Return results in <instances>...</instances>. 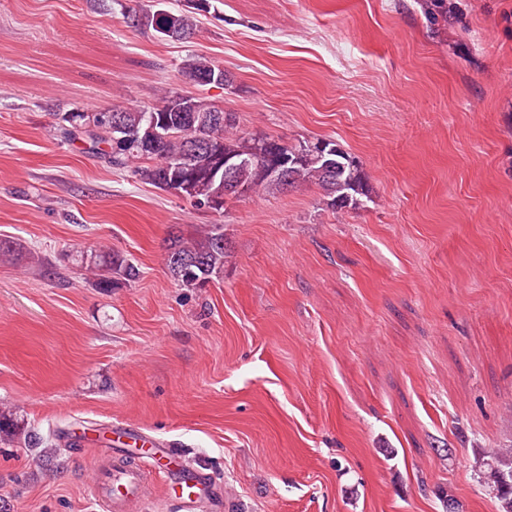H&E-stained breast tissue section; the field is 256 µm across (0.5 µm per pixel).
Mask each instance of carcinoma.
<instances>
[{"mask_svg": "<svg viewBox=\"0 0 512 512\" xmlns=\"http://www.w3.org/2000/svg\"><path fill=\"white\" fill-rule=\"evenodd\" d=\"M190 35L196 24L193 12L186 11L171 18L162 16L157 25L166 23ZM223 67L213 60L194 55L185 59L180 67L181 76L190 84L202 76L216 75ZM182 100L189 107L187 112H162L175 100ZM218 104L202 97L173 95L169 92L152 107L123 109L121 119L124 130H112V113L93 112L83 116V121H93L85 133L99 146V150L111 159L113 165L131 169L132 174L144 183L165 189L164 183L173 176L185 178L190 172L181 167L185 152V138L192 130L212 144L211 152H205L197 160V169L210 165L208 158L216 152L224 156H239L254 160L243 166L238 181L242 195H280L290 188L304 185L315 186L323 192L326 204L332 210L358 209L370 198L369 178L362 166L347 152L319 157L310 154L308 142L282 143L266 134H249L238 130L237 117L233 112L217 111ZM156 117L153 136L143 139V131L150 117ZM279 166L286 180L260 174L257 162ZM223 197L219 181L194 179L187 198L212 209L224 208L230 198ZM230 257L225 239L224 225L210 224L196 235L185 238L175 232L168 238L165 264L171 277L185 288H200L212 279L224 274V264ZM92 268L97 271V281L102 288H112L116 273L130 281L138 275L137 268L122 255L110 250L95 257ZM475 470L492 488L500 503V512H512V445L492 448L477 458Z\"/></svg>", "mask_w": 512, "mask_h": 512, "instance_id": "carcinoma-1", "label": "carcinoma"}]
</instances>
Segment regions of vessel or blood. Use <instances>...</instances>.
<instances>
[{
	"label": "vessel or blood",
	"instance_id": "b4317fda",
	"mask_svg": "<svg viewBox=\"0 0 512 512\" xmlns=\"http://www.w3.org/2000/svg\"><path fill=\"white\" fill-rule=\"evenodd\" d=\"M114 446L89 457L94 496L102 512H141L157 475L173 512H224V488L210 468L193 464L181 449L156 441L124 422L112 425Z\"/></svg>",
	"mask_w": 512,
	"mask_h": 512
}]
</instances>
